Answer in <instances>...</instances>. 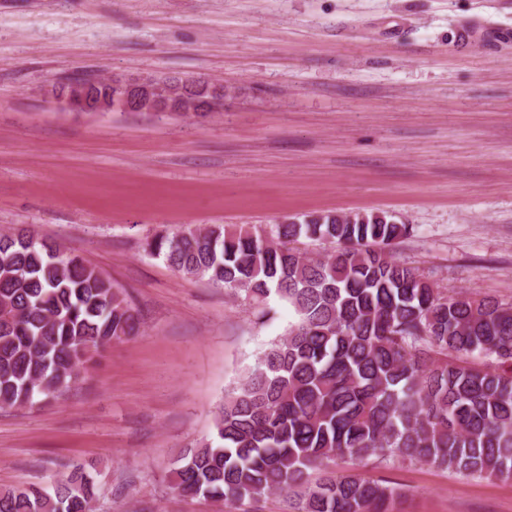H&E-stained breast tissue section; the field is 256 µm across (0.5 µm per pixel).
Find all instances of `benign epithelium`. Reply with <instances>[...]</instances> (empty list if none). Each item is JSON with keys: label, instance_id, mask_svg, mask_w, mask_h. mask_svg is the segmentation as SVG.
Wrapping results in <instances>:
<instances>
[{"label": "benign epithelium", "instance_id": "1", "mask_svg": "<svg viewBox=\"0 0 512 512\" xmlns=\"http://www.w3.org/2000/svg\"><path fill=\"white\" fill-rule=\"evenodd\" d=\"M118 86L122 95L117 103L112 97L97 94L102 84ZM193 80H158L151 76H109L73 82H52L45 89L46 98L58 108L69 112H194L204 114L215 110L213 100L193 98Z\"/></svg>", "mask_w": 512, "mask_h": 512}]
</instances>
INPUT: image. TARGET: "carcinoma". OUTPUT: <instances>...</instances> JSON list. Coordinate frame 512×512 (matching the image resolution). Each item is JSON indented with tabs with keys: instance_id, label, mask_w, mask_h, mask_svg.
Wrapping results in <instances>:
<instances>
[{
	"instance_id": "1",
	"label": "carcinoma",
	"mask_w": 512,
	"mask_h": 512,
	"mask_svg": "<svg viewBox=\"0 0 512 512\" xmlns=\"http://www.w3.org/2000/svg\"><path fill=\"white\" fill-rule=\"evenodd\" d=\"M414 225L385 212L285 217L257 234L222 224L159 234L147 250L184 276L298 321L224 398L214 437L187 448L171 489L224 506L284 495L293 512H388L385 480L311 472L335 458L419 462L512 477V303L449 296L394 259ZM327 240L308 256L291 243ZM124 292L20 227L0 234V406L26 407L77 379L91 354L139 334ZM85 466L49 487L0 490V512H91Z\"/></svg>"
}]
</instances>
